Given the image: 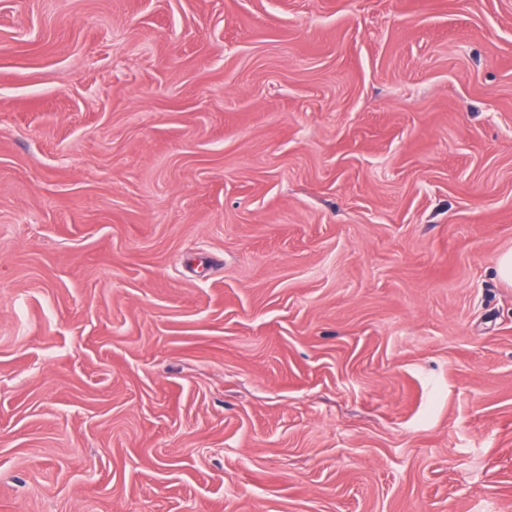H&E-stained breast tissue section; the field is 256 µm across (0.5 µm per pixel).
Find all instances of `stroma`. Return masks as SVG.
<instances>
[{
  "instance_id": "35a3bbf8",
  "label": "stroma",
  "mask_w": 512,
  "mask_h": 512,
  "mask_svg": "<svg viewBox=\"0 0 512 512\" xmlns=\"http://www.w3.org/2000/svg\"><path fill=\"white\" fill-rule=\"evenodd\" d=\"M512 0H0V512H512Z\"/></svg>"
}]
</instances>
